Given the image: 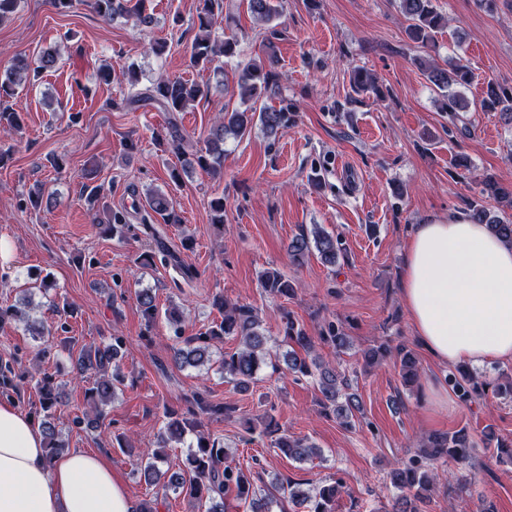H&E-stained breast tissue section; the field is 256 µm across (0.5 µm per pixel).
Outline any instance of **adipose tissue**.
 I'll list each match as a JSON object with an SVG mask.
<instances>
[{
    "mask_svg": "<svg viewBox=\"0 0 512 512\" xmlns=\"http://www.w3.org/2000/svg\"><path fill=\"white\" fill-rule=\"evenodd\" d=\"M401 298L415 335L442 364L512 360V244L467 215L416 225L403 251ZM0 512H136L102 455L45 460L43 434L0 402Z\"/></svg>",
    "mask_w": 512,
    "mask_h": 512,
    "instance_id": "1",
    "label": "adipose tissue"
}]
</instances>
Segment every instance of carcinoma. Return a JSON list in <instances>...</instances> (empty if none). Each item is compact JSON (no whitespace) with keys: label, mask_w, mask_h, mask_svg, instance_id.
Here are the masks:
<instances>
[{"label":"carcinoma","mask_w":512,"mask_h":512,"mask_svg":"<svg viewBox=\"0 0 512 512\" xmlns=\"http://www.w3.org/2000/svg\"><path fill=\"white\" fill-rule=\"evenodd\" d=\"M145 2L146 0H90L94 12L105 21H113L118 17H134L139 25L146 27L152 23V17L146 12ZM201 2L202 6L197 13L199 34L191 46L190 63L194 67H211L222 74L224 67L221 62L236 55L237 40L232 36L213 35L216 18L224 12V0ZM399 3L408 21V38L423 48L435 46L436 36L443 27V17L434 7L433 0H399ZM247 8L254 18L262 22H270L280 16V4L275 0H247ZM57 63V54L52 49L43 52L32 64L24 57L16 58L13 67L0 77V102L14 96L18 85L55 68ZM277 63L275 55L269 52L237 63L234 78L241 107L225 111L224 117L210 129L205 149L194 154V161L201 171L213 177L223 173L224 140L229 136L241 139L257 124L267 134L274 136L288 128L290 107L275 109L264 102V99L274 97L279 92L278 75L275 72ZM122 76L132 89L125 99L132 111L151 107L160 112H183L192 102L206 97L210 92L207 84L188 83L179 78L168 77H161L141 89L137 72L132 66L122 69ZM427 77L442 97L443 111H469L470 102L456 91V88L470 84L472 72L468 67L459 65L448 70L433 65L427 69ZM350 88L356 95L378 92L373 77L361 68L352 70ZM479 107L483 112H499L512 117V95L490 83ZM19 126V115L15 109L9 106L0 107V130L10 133ZM154 141L165 152L184 154L185 135L172 118L168 121L165 133H154ZM480 195L488 198L506 197L509 208L512 209V191H504L490 177L480 181ZM146 203L147 208L159 215L164 223H182L168 193L154 191L148 195ZM470 217L475 223L487 225L494 234L512 243V220L493 215L478 203L470 204ZM106 220V231L117 236L123 235L128 224L123 211L106 210ZM313 249L324 264L336 266L341 254L338 239L319 224L311 225L308 231H301L288 244V253L297 263ZM261 286L274 298H289L295 294L293 283L275 269L262 274ZM136 297L145 319V331L149 334L159 317L155 295L152 289L141 288ZM31 304L28 290H21L20 305L0 307V328L27 321V308ZM214 305L224 313V317L194 336H182L183 313L175 310L167 313L168 320L175 326L176 338L179 339L178 346L172 349V360L176 366L199 368L206 365L211 361L213 350L223 345L224 339L231 338L239 342V348L233 353L224 354L220 367L224 370V376L232 380L240 390H248L263 368L269 365L278 368L283 364L290 375L316 380L325 412L333 414L348 428L355 425V418L361 407L356 396L347 392L350 387L348 379L338 373L336 367L311 357L313 338L291 313H286L283 328L287 349L274 353L267 348L268 339L252 307L229 303L222 297L217 298ZM319 339L334 346L338 352L350 347L349 338L333 323L327 325ZM122 346L123 339L114 336L109 343L81 346L75 359V379H92V385L85 389V398L93 413V416L87 418L86 426L92 429L96 430L101 426L105 407L126 386V375L121 367ZM387 357H393L399 363L400 373L406 384L419 385L421 371L418 359L412 350L403 345L392 348L382 342L364 353V362L373 365ZM445 381L464 401L471 399L481 389L478 377L465 364L449 371ZM26 382L34 383L39 397L40 410L43 411L40 427L44 435L45 459L50 465L69 451L68 444L62 439L55 424V414L65 403V390L54 374L42 371L37 366L23 372L17 358L0 359V395H14L19 398L21 388ZM235 412L234 407L209 403L200 393L193 395L184 412L166 411V423L155 436L156 448L152 456L137 468L140 476L146 483L158 488L162 497H167L171 492L182 495L193 508H204L206 512H224V497L227 495L247 504L250 512H284L286 502L303 509V512H333V505L340 493L339 484L323 485L310 490L302 487L300 483L277 479L257 486L253 478L231 464L227 449L220 441L201 434L191 446L182 471L170 474L162 469L166 448L202 427L200 415L229 418ZM263 433L276 435L272 440V447L290 458L304 461L320 453L318 447L309 439L281 433L279 427L270 423L265 425ZM474 447V440L465 428L451 434H433L424 439L418 458L407 463H398L390 471V482L397 491L395 512H421L419 504L426 500L424 492L447 478L446 472L439 470V464L449 461L466 464L471 459Z\"/></svg>","instance_id":"cac0c4a2"}]
</instances>
